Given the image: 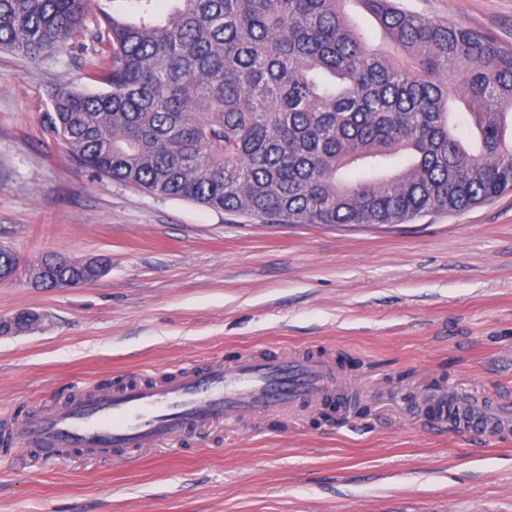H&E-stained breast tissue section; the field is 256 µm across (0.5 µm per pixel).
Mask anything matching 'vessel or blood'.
Returning <instances> with one entry per match:
<instances>
[{"label":"vessel or blood","instance_id":"b4317fda","mask_svg":"<svg viewBox=\"0 0 512 512\" xmlns=\"http://www.w3.org/2000/svg\"><path fill=\"white\" fill-rule=\"evenodd\" d=\"M344 371L322 355L247 353L227 362L182 364L93 397H69L22 418L0 419V446L55 460L72 455L135 460L145 448H179L190 432L224 422L250 421L301 404L344 403ZM493 414L472 415L466 403L448 406L459 432L500 434L512 429V403Z\"/></svg>","mask_w":512,"mask_h":512}]
</instances>
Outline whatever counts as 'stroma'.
Returning <instances> with one entry per match:
<instances>
[{"label": "stroma", "instance_id": "stroma-1", "mask_svg": "<svg viewBox=\"0 0 512 512\" xmlns=\"http://www.w3.org/2000/svg\"><path fill=\"white\" fill-rule=\"evenodd\" d=\"M512 51V0H398ZM104 91L81 60L0 49V244L104 258L79 288L0 283V416L248 352L347 362L350 402L191 434L138 461L0 459V512H512V435L429 416L512 400V192L409 224H259L159 199L72 161L49 93Z\"/></svg>", "mask_w": 512, "mask_h": 512}]
</instances>
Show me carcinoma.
Masks as SVG:
<instances>
[{"mask_svg": "<svg viewBox=\"0 0 512 512\" xmlns=\"http://www.w3.org/2000/svg\"><path fill=\"white\" fill-rule=\"evenodd\" d=\"M0 0V48L37 63L84 53L110 87L56 88L45 128L96 176L261 224H407L512 192V51L486 32L356 0L388 35L371 45L349 0ZM477 148L456 133L448 70ZM19 261L0 247V279ZM102 258L47 255L38 288H76Z\"/></svg>", "mask_w": 512, "mask_h": 512, "instance_id": "cac0c4a2", "label": "carcinoma"}]
</instances>
